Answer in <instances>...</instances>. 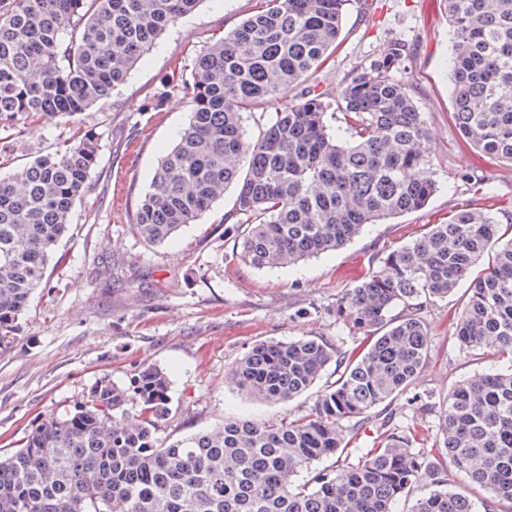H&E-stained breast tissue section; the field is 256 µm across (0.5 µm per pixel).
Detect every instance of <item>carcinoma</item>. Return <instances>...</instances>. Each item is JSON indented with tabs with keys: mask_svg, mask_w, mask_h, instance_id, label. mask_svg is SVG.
<instances>
[{
	"mask_svg": "<svg viewBox=\"0 0 512 512\" xmlns=\"http://www.w3.org/2000/svg\"><path fill=\"white\" fill-rule=\"evenodd\" d=\"M201 0H0V165L24 138L18 123L74 117L108 98L132 67ZM353 0H264L262 10L194 53L166 81L191 111L133 212L151 244L194 224L235 185L224 215L236 257L290 267L334 251L369 224L422 209L437 191L425 112L392 75L405 44L392 41L351 71L337 96L314 74L336 51ZM451 33V117L481 157L512 163V0H443ZM291 95L258 136L244 111ZM341 113L344 126L330 120ZM96 133L76 129L54 153L0 176V355L91 190ZM492 264L474 268L491 248ZM377 269L336 299V316L362 333L340 350L314 337L252 344L225 373L250 398L285 406L329 365L336 379L314 412L275 421L229 419L158 443L168 378L140 372L127 388L103 378L73 411L53 414L25 446L0 453V512H512V237L490 213L461 209L409 244L375 255ZM472 278L456 318L460 347L488 343L503 370L475 373L420 399L436 418V452L415 427H392L353 462L360 422L413 388L430 352L427 313ZM487 496L448 489V466ZM431 488L419 489L422 472Z\"/></svg>",
	"mask_w": 512,
	"mask_h": 512,
	"instance_id": "carcinoma-1",
	"label": "carcinoma"
}]
</instances>
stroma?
<instances>
[{
  "mask_svg": "<svg viewBox=\"0 0 512 512\" xmlns=\"http://www.w3.org/2000/svg\"><path fill=\"white\" fill-rule=\"evenodd\" d=\"M368 2L350 7L340 44L317 79L338 94L345 75L369 64L387 42L405 43L408 56L397 77L411 85L426 113L438 190L423 209L369 225L342 248L295 267L256 269L236 259L224 233V215L236 197L231 188L167 243L147 244L133 226L136 200L189 117L188 105L165 92L164 80L176 61L254 15L263 0H200L108 99L72 118L35 122L20 116L26 133L13 151V166L53 152L77 125L98 134L100 151L92 189L72 211L13 348L0 356V448L22 447L43 418L72 409L98 379L124 387L155 366L170 382L169 412L157 425L164 440L232 418L310 414L320 387L287 407L268 406L231 391L224 383L227 369L258 340L311 336L354 347L357 336L337 319L336 300L368 273L382 247L408 243L466 206L503 224L512 221V165L478 159L450 117V28L441 0ZM157 92L164 95L160 109L144 111ZM458 302L454 295L430 310L431 348L417 392L441 395L473 373L503 365L494 349L481 360L459 349L452 321ZM388 421L424 430L431 425L430 417L398 398L372 411L351 445L353 454L372 447Z\"/></svg>",
  "mask_w": 512,
  "mask_h": 512,
  "instance_id": "35a3bbf8",
  "label": "stroma"
}]
</instances>
